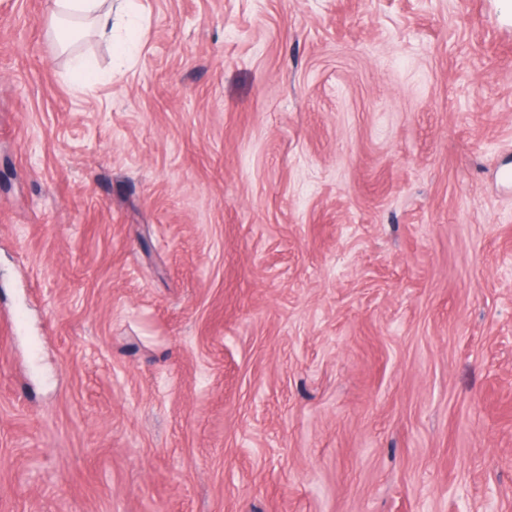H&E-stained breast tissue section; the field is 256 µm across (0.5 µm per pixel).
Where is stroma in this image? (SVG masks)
I'll list each match as a JSON object with an SVG mask.
<instances>
[{
    "mask_svg": "<svg viewBox=\"0 0 512 512\" xmlns=\"http://www.w3.org/2000/svg\"><path fill=\"white\" fill-rule=\"evenodd\" d=\"M142 3L0 0V512H512L500 0ZM104 0H55V14L89 18L102 38L112 40V7L103 11Z\"/></svg>",
    "mask_w": 512,
    "mask_h": 512,
    "instance_id": "1",
    "label": "stroma"
}]
</instances>
